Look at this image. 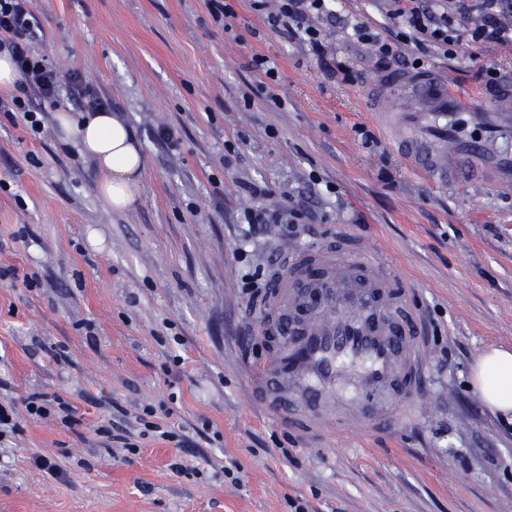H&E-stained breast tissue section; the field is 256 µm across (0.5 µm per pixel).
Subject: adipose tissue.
I'll return each instance as SVG.
<instances>
[{
	"label": "adipose tissue",
	"mask_w": 512,
	"mask_h": 512,
	"mask_svg": "<svg viewBox=\"0 0 512 512\" xmlns=\"http://www.w3.org/2000/svg\"><path fill=\"white\" fill-rule=\"evenodd\" d=\"M60 141L76 142L95 161L100 173L97 191L103 205L115 213L133 208L140 199L145 157L134 132L110 111L55 115ZM471 384L493 413L512 415V349L492 347L471 369Z\"/></svg>",
	"instance_id": "adipose-tissue-1"
}]
</instances>
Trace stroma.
I'll use <instances>...</instances> for the list:
<instances>
[{"label": "stroma", "mask_w": 512, "mask_h": 512, "mask_svg": "<svg viewBox=\"0 0 512 512\" xmlns=\"http://www.w3.org/2000/svg\"><path fill=\"white\" fill-rule=\"evenodd\" d=\"M227 2L225 24L209 0L31 2L33 46L64 83L42 134L0 108V403L56 393L74 422L26 417L0 438V512H512V423L470 383L485 348L512 347V195L432 182L377 125L384 68L352 25L396 34L379 0L309 19L342 76L253 0ZM421 60L481 106L487 69L512 85L511 45ZM86 90L146 157L144 195L124 213L102 206L94 163L55 133ZM300 203L295 233H249L246 211ZM338 237L370 240L428 325L418 395L390 426L348 437L257 404L267 298L241 282ZM147 405L176 441L122 448ZM107 422L115 439L97 432Z\"/></svg>", "instance_id": "1"}]
</instances>
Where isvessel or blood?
<instances>
[{"label": "vessel or blood", "mask_w": 512, "mask_h": 512, "mask_svg": "<svg viewBox=\"0 0 512 512\" xmlns=\"http://www.w3.org/2000/svg\"><path fill=\"white\" fill-rule=\"evenodd\" d=\"M374 89L375 116L414 172L451 181L459 133L472 126L485 134L470 142L474 186L512 191V151L491 152L486 138L512 130V89L499 92L488 112L430 70L385 74ZM371 251L353 242L291 247L271 303L299 305L302 314L254 374L260 405H284L307 427L350 433L360 429L368 397H378L376 415L386 420L397 414L399 396L418 386L424 327L403 279L369 265Z\"/></svg>", "instance_id": "b4317fda"}]
</instances>
